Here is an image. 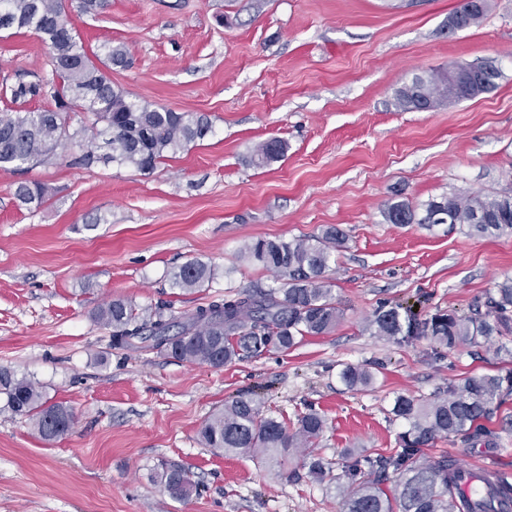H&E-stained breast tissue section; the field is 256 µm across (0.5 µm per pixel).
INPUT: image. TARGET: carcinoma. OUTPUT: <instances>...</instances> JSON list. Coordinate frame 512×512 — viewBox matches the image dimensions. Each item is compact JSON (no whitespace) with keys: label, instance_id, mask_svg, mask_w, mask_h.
<instances>
[{"label":"carcinoma","instance_id":"cac0c4a2","mask_svg":"<svg viewBox=\"0 0 512 512\" xmlns=\"http://www.w3.org/2000/svg\"><path fill=\"white\" fill-rule=\"evenodd\" d=\"M488 7L462 10L448 17L455 32L479 25ZM69 22L61 0H0V31L15 29L36 35L47 46L46 67L50 79L44 84L20 83L3 91L12 107L0 110V166H21L56 156L69 139L60 110L86 112L92 116V148L78 163L128 165L144 173L161 160L175 155L190 143L213 133L210 117L200 112H176L166 107L131 101L112 85L109 71L127 63V51L108 47L105 57L90 56L74 28L57 31L58 20ZM45 94L56 109L30 107ZM475 97L467 88L448 94V70H431L415 75L395 93L396 104L405 109H429L438 104H456ZM288 144L270 139L257 144L249 163L265 167L279 161ZM15 198L28 209L44 202L45 190L38 183L20 182ZM445 210L452 224H465L480 236L512 234V196L481 193L452 194L425 204V214L416 218L408 202L391 203L384 218L391 224L430 225L431 215ZM344 233L335 226L319 235L291 241L259 239L247 245L243 258L272 271L281 286L253 290L234 297L212 300L174 321L160 308H138L112 299L99 308L98 321L112 328L111 345L127 348L139 343L144 348H164L176 358L219 369L235 360H245L271 350H288L306 336L329 332L343 312L329 288L327 272ZM213 279L212 269L197 260L189 261L172 274V285L183 290L203 288ZM401 305H381L370 325L387 339L426 337L448 350L461 344L512 332V277L497 283L484 306L472 305L467 313H435L424 319L400 312ZM351 390H365L374 383L373 371L347 365L340 372ZM512 397V371L467 377L448 385V390L430 398L399 395L393 414L404 420L407 430L399 446L386 454L360 455L334 473L322 459L312 457L308 474L319 484L336 485L343 497V512H461L450 489L453 464L441 455L425 458V449L438 436L477 439L491 434L486 423ZM0 398L3 410L28 417L46 441L67 435L73 425L71 410L49 402L37 383L19 378L0 368ZM325 429V419L309 407L288 431L286 423L271 415L254 394L237 396L224 409L211 414L200 429L208 448L226 454L252 452L259 456H284L314 447ZM398 478V493L390 499L383 489L389 476ZM163 490L175 500L189 497L193 485L186 470L166 463L158 474Z\"/></svg>","mask_w":512,"mask_h":512}]
</instances>
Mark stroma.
<instances>
[{
	"instance_id": "obj_1",
	"label": "stroma",
	"mask_w": 512,
	"mask_h": 512,
	"mask_svg": "<svg viewBox=\"0 0 512 512\" xmlns=\"http://www.w3.org/2000/svg\"><path fill=\"white\" fill-rule=\"evenodd\" d=\"M459 0H109L98 16L62 0L87 49L123 46L114 86L139 103L203 112L214 132L148 173L75 164L74 141L44 163L0 167V366L39 383L75 424L46 441L27 418L0 413V512H342L338 489L314 482L301 454L270 467L250 453L206 448L199 430L226 401L257 392L295 425L324 416L316 455L386 453L406 425L397 395L428 398L466 376L512 370L503 337L435 356L429 339L397 343L369 321L381 304L464 309L512 276V235L385 220L396 200L423 208L446 194L512 195V0H492L477 27L452 33ZM32 33L0 34V80L45 76ZM495 62L490 92L428 111L396 106L419 73ZM287 141L284 157L248 164L256 144ZM22 181L45 189L18 206ZM334 225L346 235L328 274L343 311L328 334L214 369L162 349H113L98 308L121 298L181 317L228 294L276 286L242 261V246ZM190 260L208 287L171 285ZM377 367L372 388L347 389L342 364ZM490 437H437L428 456L512 472V399ZM184 466L197 490L173 500L160 462Z\"/></svg>"
}]
</instances>
